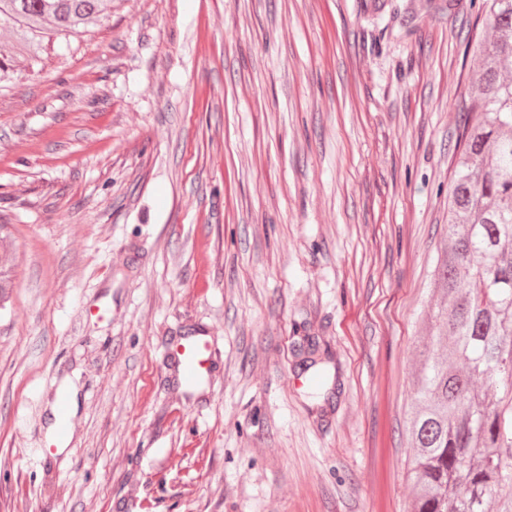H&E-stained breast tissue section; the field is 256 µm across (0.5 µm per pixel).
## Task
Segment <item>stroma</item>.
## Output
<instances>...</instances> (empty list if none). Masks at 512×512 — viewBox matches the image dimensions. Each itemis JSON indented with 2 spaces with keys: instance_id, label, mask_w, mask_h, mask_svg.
Returning <instances> with one entry per match:
<instances>
[{
  "instance_id": "obj_1",
  "label": "stroma",
  "mask_w": 512,
  "mask_h": 512,
  "mask_svg": "<svg viewBox=\"0 0 512 512\" xmlns=\"http://www.w3.org/2000/svg\"><path fill=\"white\" fill-rule=\"evenodd\" d=\"M479 4L111 0L37 62L0 27V512H408ZM206 330L195 399L164 354Z\"/></svg>"
}]
</instances>
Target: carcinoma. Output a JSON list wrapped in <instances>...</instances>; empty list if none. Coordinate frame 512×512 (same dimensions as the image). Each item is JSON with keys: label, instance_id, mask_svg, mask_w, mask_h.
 Listing matches in <instances>:
<instances>
[{"label": "carcinoma", "instance_id": "cac0c4a2", "mask_svg": "<svg viewBox=\"0 0 512 512\" xmlns=\"http://www.w3.org/2000/svg\"><path fill=\"white\" fill-rule=\"evenodd\" d=\"M106 10V0H0V26L39 54ZM482 12L495 37L471 43L476 70L434 268L436 334L418 352L407 427L411 512H491L512 490V0H483Z\"/></svg>", "mask_w": 512, "mask_h": 512}]
</instances>
